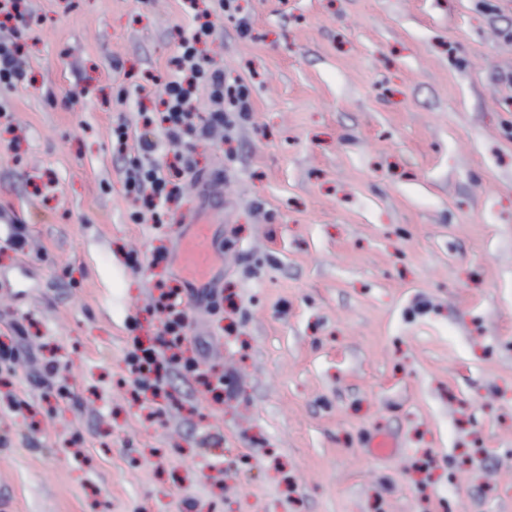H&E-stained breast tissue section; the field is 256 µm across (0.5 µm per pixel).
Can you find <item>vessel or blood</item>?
<instances>
[{
  "instance_id": "1",
  "label": "vessel or blood",
  "mask_w": 512,
  "mask_h": 512,
  "mask_svg": "<svg viewBox=\"0 0 512 512\" xmlns=\"http://www.w3.org/2000/svg\"><path fill=\"white\" fill-rule=\"evenodd\" d=\"M186 224L187 229L180 237L177 265L192 283L204 285L210 281L215 265L211 222L195 214Z\"/></svg>"
}]
</instances>
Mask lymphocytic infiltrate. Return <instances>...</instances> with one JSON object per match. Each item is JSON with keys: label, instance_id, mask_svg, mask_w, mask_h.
<instances>
[{"label": "lymphocytic infiltrate", "instance_id": "lymphocytic-infiltrate-1", "mask_svg": "<svg viewBox=\"0 0 512 512\" xmlns=\"http://www.w3.org/2000/svg\"><path fill=\"white\" fill-rule=\"evenodd\" d=\"M199 0H183L185 11L193 19L191 33L182 38L179 53L172 61L167 75H148L147 83L161 99L164 110L163 135L168 145L183 148L190 135L230 125L233 118H245L250 110L248 91L238 82L228 80L223 70L214 68L197 45L208 41L215 32V10L232 11L237 0H219L217 8H199ZM19 0H0V14L13 15V26L0 21V85L11 86L22 80L19 66L23 51L20 38L29 26V16L18 8ZM207 88L214 105L212 111L195 108L200 88ZM182 169L158 163L148 165L134 162L126 170L125 187L138 205L134 218L150 214L154 223H161L164 209L180 191ZM156 308L162 313L161 330L154 343L129 353L128 371L135 392L163 391L167 374L178 371L189 375L207 391L223 388V377L202 369L199 362L184 356L182 347L187 339L188 312L181 288L159 281L154 285Z\"/></svg>", "mask_w": 512, "mask_h": 512}]
</instances>
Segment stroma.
I'll use <instances>...</instances> for the list:
<instances>
[{"mask_svg":"<svg viewBox=\"0 0 512 512\" xmlns=\"http://www.w3.org/2000/svg\"><path fill=\"white\" fill-rule=\"evenodd\" d=\"M240 6L206 54L252 110L194 137L163 223L137 224V87L191 20L26 0L29 79L0 87V335L22 330L0 512H512V0ZM196 211L222 218L224 301L192 306L186 349L223 396L173 372L138 398L125 358L156 280L192 291L173 255Z\"/></svg>","mask_w":512,"mask_h":512,"instance_id":"1","label":"stroma"}]
</instances>
